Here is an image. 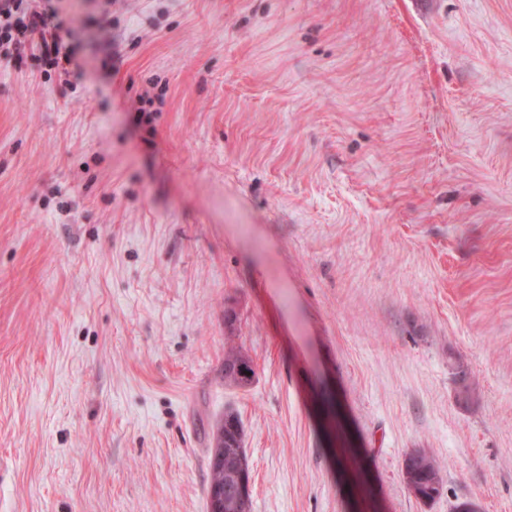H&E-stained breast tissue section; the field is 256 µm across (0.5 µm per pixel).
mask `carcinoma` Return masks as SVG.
Instances as JSON below:
<instances>
[{"label": "carcinoma", "mask_w": 512, "mask_h": 512, "mask_svg": "<svg viewBox=\"0 0 512 512\" xmlns=\"http://www.w3.org/2000/svg\"><path fill=\"white\" fill-rule=\"evenodd\" d=\"M256 370L253 361L235 344L234 337L226 338L224 344V384L246 389L254 381ZM213 448L209 462L208 486L224 487V512H239L238 487L241 477L251 476L249 458L244 448L245 434L239 415L228 409L213 433ZM410 461L404 472L405 483L410 492L433 499L441 495L443 480L436 461L421 449L405 456Z\"/></svg>", "instance_id": "obj_1"}]
</instances>
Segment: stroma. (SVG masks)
<instances>
[{
	"label": "stroma",
	"mask_w": 512,
	"mask_h": 512,
	"mask_svg": "<svg viewBox=\"0 0 512 512\" xmlns=\"http://www.w3.org/2000/svg\"><path fill=\"white\" fill-rule=\"evenodd\" d=\"M52 5L77 71L0 63V512H207L228 408L253 512H512V0ZM234 337L227 336L224 344V384L243 390L253 383L256 370L242 346L235 344ZM411 460L404 472L405 483L410 492L424 497V502L439 497L443 490V480L436 461L424 450L416 449L408 453L405 460ZM428 498V499H425Z\"/></svg>",
	"instance_id": "obj_1"
}]
</instances>
